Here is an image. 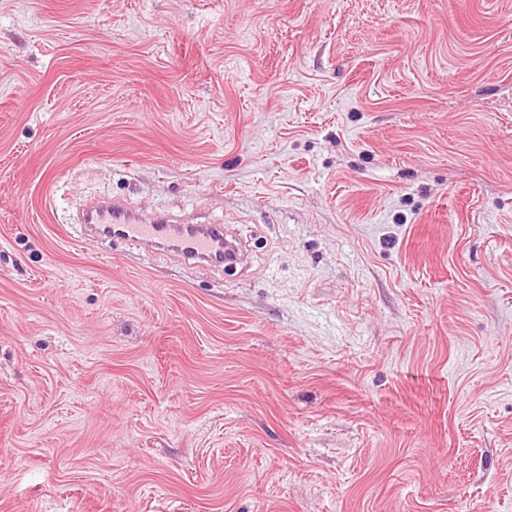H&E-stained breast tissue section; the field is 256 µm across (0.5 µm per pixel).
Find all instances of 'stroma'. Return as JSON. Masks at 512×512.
<instances>
[{
	"label": "stroma",
	"mask_w": 512,
	"mask_h": 512,
	"mask_svg": "<svg viewBox=\"0 0 512 512\" xmlns=\"http://www.w3.org/2000/svg\"><path fill=\"white\" fill-rule=\"evenodd\" d=\"M0 512H512V0H0ZM85 238L150 243L161 252H173L190 263L223 266L230 244L223 224H168L163 216L143 218L122 204L97 202L79 221Z\"/></svg>",
	"instance_id": "35a3bbf8"
}]
</instances>
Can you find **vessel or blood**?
<instances>
[{
	"label": "vessel or blood",
	"mask_w": 512,
	"mask_h": 512,
	"mask_svg": "<svg viewBox=\"0 0 512 512\" xmlns=\"http://www.w3.org/2000/svg\"><path fill=\"white\" fill-rule=\"evenodd\" d=\"M80 224L85 237L149 243L161 252H173L191 263L220 266L229 242L220 224H171L164 217L143 218L114 201L88 207Z\"/></svg>",
	"instance_id": "obj_1"
}]
</instances>
